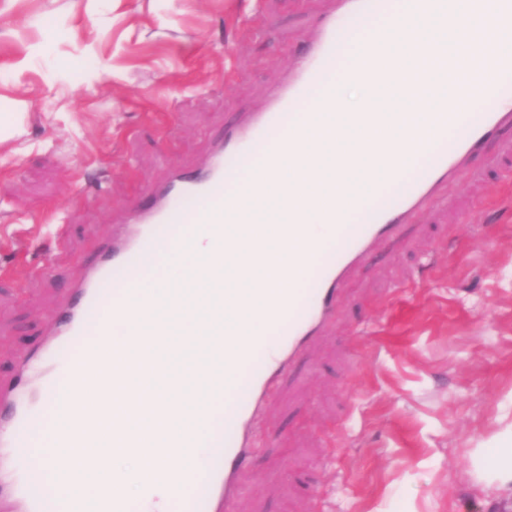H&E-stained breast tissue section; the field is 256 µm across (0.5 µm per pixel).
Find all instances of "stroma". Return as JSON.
Segmentation results:
<instances>
[{"mask_svg":"<svg viewBox=\"0 0 512 512\" xmlns=\"http://www.w3.org/2000/svg\"><path fill=\"white\" fill-rule=\"evenodd\" d=\"M331 0H0V380L148 184L202 163ZM348 283L256 421L241 512H501L468 464L512 423V180L491 153Z\"/></svg>","mask_w":512,"mask_h":512,"instance_id":"obj_1","label":"stroma"}]
</instances>
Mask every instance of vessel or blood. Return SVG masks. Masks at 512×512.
Here are the masks:
<instances>
[{"mask_svg": "<svg viewBox=\"0 0 512 512\" xmlns=\"http://www.w3.org/2000/svg\"><path fill=\"white\" fill-rule=\"evenodd\" d=\"M391 10L392 0H336L331 12L314 21L315 37L306 58L289 70L265 109L225 131L223 140L213 146L203 173H174L152 186V205L132 209L127 216L133 232H117L104 240L97 258L71 290L61 320L62 339L42 354L20 356V381L0 383V400L11 403L9 413L0 415V485L5 488L0 494L1 508L16 499L26 512H74L70 503L54 498L32 475L19 428L31 431L39 427L46 402L69 410L61 382L78 377L84 367L83 359L72 356V348L87 337L110 331L101 308L108 303L121 306L127 286L153 263L157 249L169 247L177 227L223 223L219 205L240 171L258 154L295 142L303 130L297 121L300 113L314 117L329 110L333 96L330 74L348 48L346 20L362 25L389 15ZM476 12L492 34L512 26V0H479ZM458 14L456 0H421L405 27L410 31L434 24L443 27L455 22ZM387 46V40L380 37L370 41L358 59V72H368L373 61L385 55ZM493 74L485 93L477 96L468 89L466 75L456 73L454 100L438 101L427 129L409 139L412 152L424 160L415 178L400 180L343 225L340 237L346 246L342 251L311 250L313 286L303 301L296 289L284 294L276 327L277 348L268 349L261 341L225 348V370L238 371L247 364L253 367L243 380L248 400L230 399L226 411L211 418L205 442L209 464L194 493L185 500L183 512H240L243 466L253 448L252 419L271 396L277 378L294 366L307 344L330 322L347 280L419 212L447 205L445 188L470 169L475 152L488 147L506 152L500 134L512 129V60L500 59ZM146 239L151 242L147 248L142 245Z\"/></svg>", "mask_w": 512, "mask_h": 512, "instance_id": "vessel-or-blood-1", "label": "vessel or blood"}]
</instances>
